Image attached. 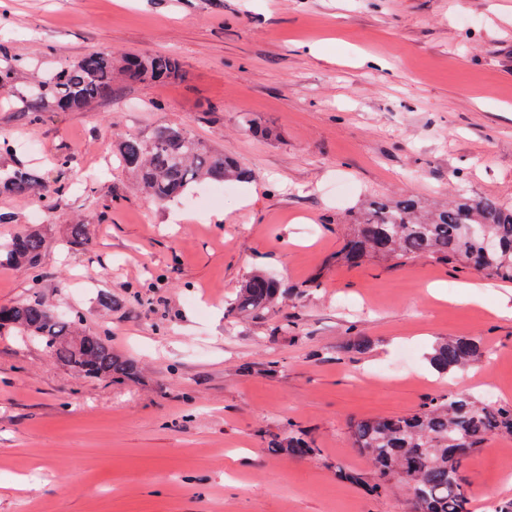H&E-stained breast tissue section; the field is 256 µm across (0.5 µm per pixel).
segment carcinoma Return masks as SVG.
I'll list each match as a JSON object with an SVG mask.
<instances>
[{"instance_id": "obj_1", "label": "carcinoma", "mask_w": 512, "mask_h": 512, "mask_svg": "<svg viewBox=\"0 0 512 512\" xmlns=\"http://www.w3.org/2000/svg\"><path fill=\"white\" fill-rule=\"evenodd\" d=\"M28 67L26 60L0 47V93L11 97L15 111L31 121L41 120L47 112L83 109L109 96L118 78L164 81L183 74L182 64L171 55L128 57L117 68L112 53L100 50L36 71L27 83L16 82L17 75ZM115 156L137 175L143 192L158 204L185 196L203 180L226 183L250 177L240 162L205 146L182 126L160 128L149 140L123 137ZM64 188V182H47L30 166L0 173L1 194L44 207ZM44 248L40 232H23L0 243V265L36 268ZM371 256L405 260L428 256L512 282V207L494 198L461 199L422 214L418 200L411 197L373 198L352 218L336 260L354 265ZM279 296V283L256 273L235 292L228 303L229 312L259 315ZM75 320V314L54 310L34 297L0 309V333L15 332L43 345L80 375L135 378V362L114 353L106 337L74 338ZM485 353L479 340L458 337L437 342L428 360L437 373L449 375ZM348 429L353 446L375 465V489L386 491L395 484L405 487L411 512H470L466 461L498 433H512V404L448 394L430 398L411 414L351 420ZM270 448L298 457L316 453L304 439L292 434L273 439Z\"/></svg>"}]
</instances>
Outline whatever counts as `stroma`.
<instances>
[{"mask_svg": "<svg viewBox=\"0 0 512 512\" xmlns=\"http://www.w3.org/2000/svg\"><path fill=\"white\" fill-rule=\"evenodd\" d=\"M0 43L56 63L171 53L184 69L36 123L0 98V141L17 147L0 170L52 181L71 161L41 223L0 194V241L46 240L40 271L0 266V306L37 296L78 313L138 368L78 377L0 335V512H409L402 488L370 495L349 421L450 390L512 403V283L429 257L336 262L372 196L512 206V0H0ZM173 125L249 182L203 209L152 202L111 150ZM76 223L90 240L72 248ZM257 269L283 302L228 314ZM460 336L488 353L448 383L427 355ZM290 432L318 455L271 453ZM501 448L512 436L467 463L472 512L512 500Z\"/></svg>", "mask_w": 512, "mask_h": 512, "instance_id": "obj_1", "label": "stroma"}]
</instances>
